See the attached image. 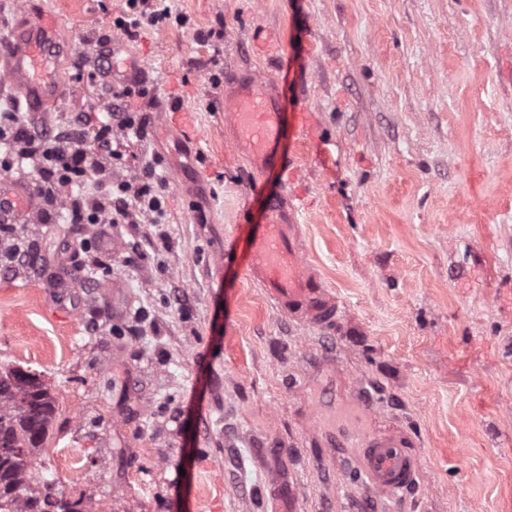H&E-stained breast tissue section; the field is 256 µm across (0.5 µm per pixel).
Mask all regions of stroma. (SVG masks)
<instances>
[{
    "label": "stroma",
    "mask_w": 512,
    "mask_h": 512,
    "mask_svg": "<svg viewBox=\"0 0 512 512\" xmlns=\"http://www.w3.org/2000/svg\"><path fill=\"white\" fill-rule=\"evenodd\" d=\"M13 2L0 50L39 14L74 47L29 126L108 119L126 0ZM149 4L171 17L127 39L147 126L112 174L156 167L164 223L0 229L25 252L0 265V366L57 408L30 487L59 480L89 512H267L274 481L294 512H512V0ZM243 74L295 125V174L231 148L224 84ZM260 185L297 207L335 329L289 322L248 278ZM393 427L421 458L394 497L349 478L360 433Z\"/></svg>",
    "instance_id": "stroma-1"
}]
</instances>
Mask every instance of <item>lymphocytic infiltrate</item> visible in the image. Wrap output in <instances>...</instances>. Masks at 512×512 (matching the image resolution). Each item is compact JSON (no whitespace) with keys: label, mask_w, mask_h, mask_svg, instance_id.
<instances>
[{"label":"lymphocytic infiltrate","mask_w":512,"mask_h":512,"mask_svg":"<svg viewBox=\"0 0 512 512\" xmlns=\"http://www.w3.org/2000/svg\"><path fill=\"white\" fill-rule=\"evenodd\" d=\"M144 94L141 85L125 86L115 95L114 122L82 120L74 140L45 131L33 133L16 112L11 115L9 127L0 126V144L6 148L0 156V170L9 173L16 165L26 162L39 174L35 190L42 208L36 223H51V209L61 203L69 205L72 223L92 225L101 233L112 225L131 223L139 216L153 224L163 223L165 202L156 185L155 170L144 169L133 182L97 174L104 162L121 156L112 139L113 133H120L125 139L140 134L142 120L130 102ZM77 184L84 185L85 191L76 201L72 198V188Z\"/></svg>","instance_id":"obj_1"}]
</instances>
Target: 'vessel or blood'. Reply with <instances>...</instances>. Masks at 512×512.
Returning a JSON list of instances; mask_svg holds the SVG:
<instances>
[{
    "label": "vessel or blood",
    "instance_id": "1",
    "mask_svg": "<svg viewBox=\"0 0 512 512\" xmlns=\"http://www.w3.org/2000/svg\"><path fill=\"white\" fill-rule=\"evenodd\" d=\"M63 52L52 23L40 18L0 56L7 77L24 90L29 108L42 110L55 103L61 87L55 76L40 75L39 69L56 64ZM109 61L113 79L122 83H136L145 76L143 65L128 54L121 38H113ZM224 120L233 129L235 151L246 157L257 175L291 169L292 156L281 150L287 131L272 86L251 76L237 78L224 93ZM264 201L267 220L250 242L248 276L290 322L322 330L335 326L340 313L335 295L321 275L302 262L294 204L281 191L265 194ZM39 205L30 185L0 179V221L11 215H35ZM361 441L360 469L370 485L397 493L413 484L418 459L403 432L366 434Z\"/></svg>",
    "mask_w": 512,
    "mask_h": 512
}]
</instances>
